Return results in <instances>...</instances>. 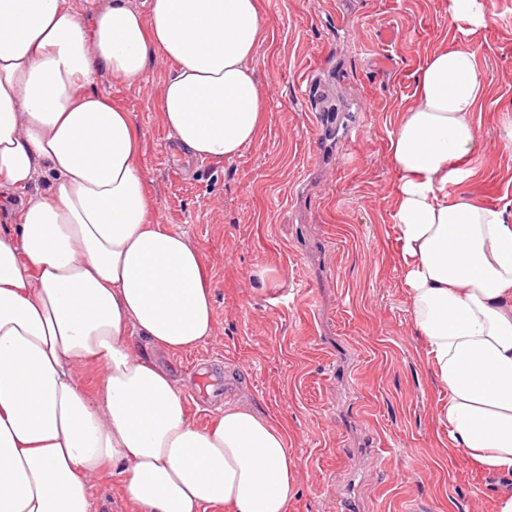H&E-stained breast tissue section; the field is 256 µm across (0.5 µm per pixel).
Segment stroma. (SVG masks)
<instances>
[{"label": "stroma", "instance_id": "35a3bbf8", "mask_svg": "<svg viewBox=\"0 0 512 512\" xmlns=\"http://www.w3.org/2000/svg\"><path fill=\"white\" fill-rule=\"evenodd\" d=\"M475 37L488 95L468 190L512 204V0H489ZM266 26L256 79L263 126L241 157L185 159L160 112L170 69L140 87L98 88L144 137L155 217L199 245L215 335L164 354L182 383L193 362L226 379L223 403L247 402L285 427L299 487L288 512H494L504 480L451 450L436 409L448 391L417 336L398 267L390 139L415 100L425 57L449 38L448 0H259ZM395 39L384 43L383 31ZM363 128L356 139L347 125ZM288 290L287 304L273 295ZM93 512H137L123 475L104 471Z\"/></svg>", "mask_w": 512, "mask_h": 512}]
</instances>
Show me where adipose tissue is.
<instances>
[{
  "mask_svg": "<svg viewBox=\"0 0 512 512\" xmlns=\"http://www.w3.org/2000/svg\"><path fill=\"white\" fill-rule=\"evenodd\" d=\"M490 16L450 0L453 37L427 56L390 157L401 277L448 390L438 419L455 452L512 475V220L463 189L487 97L471 39ZM263 31L258 0H0V512H92L108 468L138 512H288L285 430L244 403L197 426L153 356L214 335L212 289L194 240L153 219L143 135L98 88L139 86L166 58L169 139L233 161L262 127Z\"/></svg>",
  "mask_w": 512,
  "mask_h": 512,
  "instance_id": "1",
  "label": "adipose tissue"
}]
</instances>
